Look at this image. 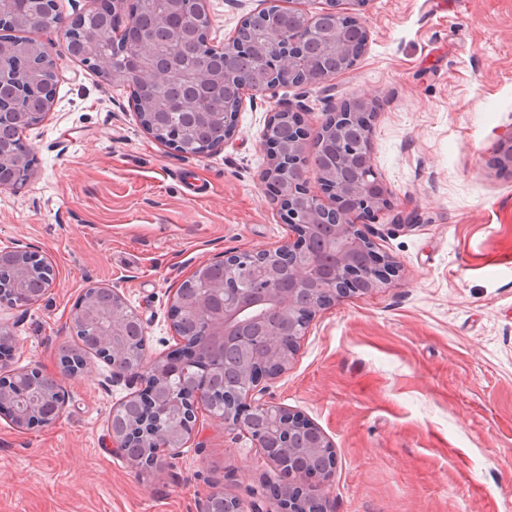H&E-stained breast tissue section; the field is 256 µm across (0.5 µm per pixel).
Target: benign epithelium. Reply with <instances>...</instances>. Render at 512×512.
Listing matches in <instances>:
<instances>
[{
    "label": "benign epithelium",
    "mask_w": 512,
    "mask_h": 512,
    "mask_svg": "<svg viewBox=\"0 0 512 512\" xmlns=\"http://www.w3.org/2000/svg\"><path fill=\"white\" fill-rule=\"evenodd\" d=\"M360 2L362 0H324L322 13L333 14L342 21L346 6ZM136 8L137 0H101L96 9L71 18L63 32L62 54L71 55L70 30L79 26L87 16L129 17ZM315 37L313 29L273 31L265 46L257 52V63L261 68L272 69L275 82L254 84L244 79L242 83L246 84V89L268 93L275 91L282 81L301 85L322 79L312 60L302 77L294 78L295 50ZM146 58L147 44L140 41L137 52L125 63L126 83L145 89L150 95L151 107L155 109L179 111L187 108L188 104L167 96L168 85L179 79L180 71L152 69ZM374 114L373 102L354 97L332 113L316 133L317 149L328 160L327 166L319 170L321 191L331 197V202L325 204L310 190L305 179L308 133L295 113L287 109L272 113L267 126H273L284 116L294 124L295 133L285 148L271 139H264L267 164L260 178L271 185L281 210L287 213L291 237L275 249L224 255L217 260L224 266V306L214 310L202 301L197 304L198 309L208 313L212 340L220 346L233 347L242 356L248 380L245 392L224 395V415H213L211 420L251 436L261 457L283 478L276 496L268 501L266 508H256L253 512H324V505L309 493L306 482L310 478L327 482L334 475V447L314 423L266 400V382L288 370L298 342L318 309L339 298L365 295L396 273L397 267L390 257L377 251L373 240L348 219L351 201L355 207L374 214L388 204L389 190L377 176L372 163L371 121ZM351 126L361 128L364 137L357 141L348 140L344 131ZM28 159L29 149L23 147L8 158L0 156V163L7 161L29 174ZM493 163L503 171L512 172V133L498 142ZM329 215L335 217L333 262L325 266L314 251L313 234L318 223L326 221ZM35 261L44 267L45 287H51L55 270L50 262L26 246L0 251L1 266L9 264L25 270ZM101 291L112 295V309L101 314L82 302L72 318L73 327L78 328L103 316L108 318V327L101 333L97 352L115 367L107 382L139 383L140 388L130 393L129 399L148 405L137 428H110L112 442L120 452L127 451L133 443L152 446L154 454L140 459L136 465L160 475L164 471L165 458L177 454L194 434L199 409L208 399L204 379L176 395L164 393L161 385L172 373L186 366L203 373L209 370V365L195 360L191 355L192 341L180 336L175 353L157 357L133 370L120 367L118 358L123 356L120 337L129 323L139 324L141 320L128 307L124 297L108 286H92L84 296ZM257 307H265L280 317V321L268 329L260 352L249 335V313ZM10 382L11 378L0 376V409L15 416L16 425L21 427L28 421L51 424L60 417L65 404L64 388H58L54 412L40 418L34 402L24 412H15L9 392ZM172 408L179 412L180 424L162 431L158 428V419ZM259 414L279 421V432L268 438L252 434V421Z\"/></svg>",
    "instance_id": "7a95c632"
}]
</instances>
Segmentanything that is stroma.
Wrapping results in <instances>:
<instances>
[{"instance_id":"stroma-1","label":"stroma","mask_w":512,"mask_h":512,"mask_svg":"<svg viewBox=\"0 0 512 512\" xmlns=\"http://www.w3.org/2000/svg\"><path fill=\"white\" fill-rule=\"evenodd\" d=\"M263 6L206 0L212 45ZM349 14L369 40L346 73L245 94L233 136L197 156L141 127L130 86L59 58L54 106L21 135L34 171L0 189V250L46 256L56 282L0 312L14 344L0 373L59 377L66 404L48 425L0 416V512H202L216 492L262 504L273 470L250 437L201 416L155 477L109 437L129 386L103 390L112 368L95 353L72 377L61 357L100 284L140 317L147 358L176 347L171 299L200 261L288 237L260 180L271 113H301L313 135L356 96L376 101L373 165L390 189L366 230L399 272L317 312L267 396L333 444L328 512H512V174L492 164L512 133V0H368Z\"/></svg>"}]
</instances>
